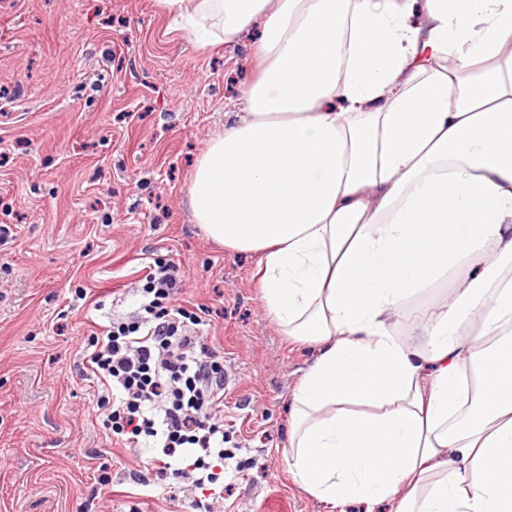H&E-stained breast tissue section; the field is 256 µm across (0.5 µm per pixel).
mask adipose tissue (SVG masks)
<instances>
[{
    "label": "adipose tissue",
    "mask_w": 512,
    "mask_h": 512,
    "mask_svg": "<svg viewBox=\"0 0 512 512\" xmlns=\"http://www.w3.org/2000/svg\"><path fill=\"white\" fill-rule=\"evenodd\" d=\"M160 4L207 45L262 31L188 205L318 346L294 482L334 512H512V0Z\"/></svg>",
    "instance_id": "1"
}]
</instances>
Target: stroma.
Returning <instances> with one entry per match:
<instances>
[{
  "instance_id": "obj_1",
  "label": "stroma",
  "mask_w": 512,
  "mask_h": 512,
  "mask_svg": "<svg viewBox=\"0 0 512 512\" xmlns=\"http://www.w3.org/2000/svg\"><path fill=\"white\" fill-rule=\"evenodd\" d=\"M203 47L158 0H0V512H193L131 480L152 453L113 441L83 370L88 336L137 307L144 266L224 359V497L213 512H328L282 460L292 392L318 355L259 297L257 256L195 224L193 169L243 109L249 47ZM103 309H95V302Z\"/></svg>"
}]
</instances>
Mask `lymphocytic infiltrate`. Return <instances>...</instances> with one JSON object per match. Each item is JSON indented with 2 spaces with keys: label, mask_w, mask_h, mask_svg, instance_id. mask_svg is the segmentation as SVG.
I'll use <instances>...</instances> for the list:
<instances>
[{
  "label": "lymphocytic infiltrate",
  "mask_w": 512,
  "mask_h": 512,
  "mask_svg": "<svg viewBox=\"0 0 512 512\" xmlns=\"http://www.w3.org/2000/svg\"><path fill=\"white\" fill-rule=\"evenodd\" d=\"M144 280L136 315L101 326L84 369L111 394L97 407L113 438L155 453L139 485L169 495L188 486L202 512L224 475V363L180 303L175 266L147 264Z\"/></svg>",
  "instance_id": "1"
}]
</instances>
